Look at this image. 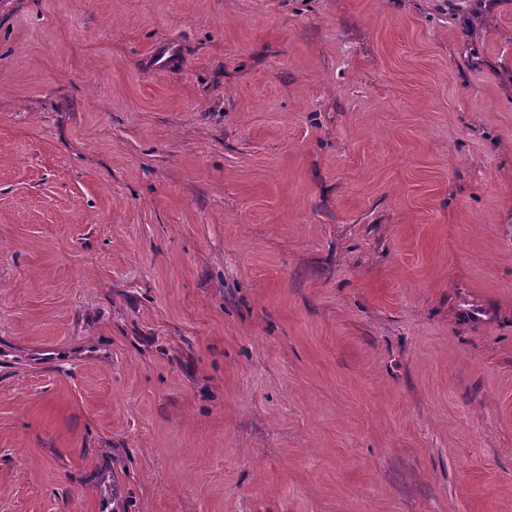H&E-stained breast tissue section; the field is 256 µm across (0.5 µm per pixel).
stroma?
<instances>
[{"instance_id":"1","label":"stroma","mask_w":512,"mask_h":512,"mask_svg":"<svg viewBox=\"0 0 512 512\" xmlns=\"http://www.w3.org/2000/svg\"><path fill=\"white\" fill-rule=\"evenodd\" d=\"M0 512H512V0H0Z\"/></svg>"}]
</instances>
